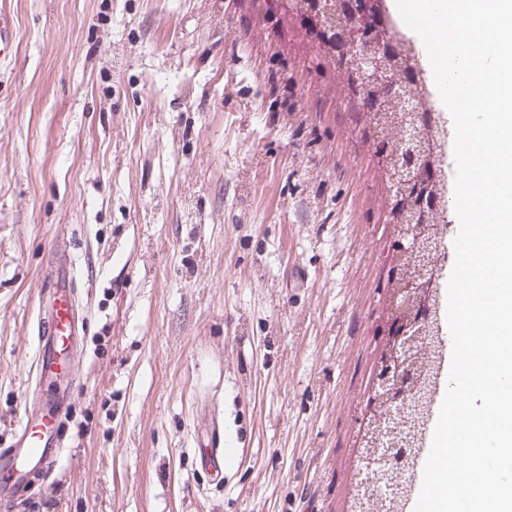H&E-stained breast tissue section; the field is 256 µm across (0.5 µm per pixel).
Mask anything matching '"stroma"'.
I'll use <instances>...</instances> for the list:
<instances>
[{
	"instance_id": "35a3bbf8",
	"label": "stroma",
	"mask_w": 512,
	"mask_h": 512,
	"mask_svg": "<svg viewBox=\"0 0 512 512\" xmlns=\"http://www.w3.org/2000/svg\"><path fill=\"white\" fill-rule=\"evenodd\" d=\"M0 13L1 453L54 261L79 316L61 455L0 512H348L395 240L361 104L283 0Z\"/></svg>"
}]
</instances>
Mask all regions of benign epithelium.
<instances>
[{
	"label": "benign epithelium",
	"instance_id": "1",
	"mask_svg": "<svg viewBox=\"0 0 512 512\" xmlns=\"http://www.w3.org/2000/svg\"><path fill=\"white\" fill-rule=\"evenodd\" d=\"M336 9L352 18L347 32L333 30L326 25L322 11L311 4L296 9L294 14L306 37L315 44L336 47V59L340 66L353 71L357 86L363 95L366 112L372 114L384 110L386 105L400 99L415 113L413 126L406 130L407 149L401 157L388 154L379 147L374 156L389 177L390 193L394 194V210L391 212L393 223L403 229V238L407 242H398L402 251L411 249L413 243L427 238L429 247L440 245L439 235L429 220V207L435 205L440 197H423L417 205L421 185L436 177V170L428 165V153L414 147L415 133L429 126L430 116L416 110L413 102L404 95L403 86L389 78L394 59L391 36L382 22L380 5L377 0H355L345 3L336 2ZM436 273L429 272L415 279L399 282L393 291V300H415L411 315L388 330L386 347L378 359L372 388L389 405L388 419L393 420L401 413L408 401V387L413 377L406 362L413 345L423 331L431 315L425 293L434 287ZM365 468L373 475V485L379 491L391 488L392 474L402 468V455L391 452L389 448H375L373 454L365 459Z\"/></svg>",
	"mask_w": 512,
	"mask_h": 512
}]
</instances>
